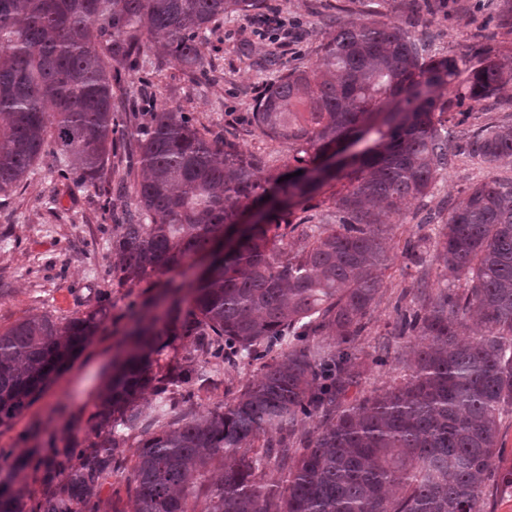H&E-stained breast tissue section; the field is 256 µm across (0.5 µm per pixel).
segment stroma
<instances>
[{
  "label": "stroma",
  "instance_id": "obj_1",
  "mask_svg": "<svg viewBox=\"0 0 512 512\" xmlns=\"http://www.w3.org/2000/svg\"><path fill=\"white\" fill-rule=\"evenodd\" d=\"M348 0H265L263 11L280 14L286 31H263L257 13L224 17L200 44L204 66L189 76L169 58L147 50L139 64L123 71L129 98L138 109L151 112L165 107L193 113L207 138H230L242 149L260 157V177L283 171L293 154L291 143L272 139L255 129L252 116L263 86L274 77L264 68L277 54L286 68L308 67L319 48L335 34L324 17L333 5ZM430 14L419 11L414 30L428 38L437 53L478 65L481 58L512 59V29L498 27L492 0H439ZM442 121L479 126L488 122L512 123V82L496 99L475 103L453 102L441 113ZM52 156H44L17 187L0 194V328L31 314L46 313L58 319L77 317L110 301L113 319L107 320L94 340L68 365L47 394L17 418L11 428H0V448H15L33 421L47 430L69 423L80 429L93 409L112 358L122 339L120 313L141 293L153 294L157 285L142 283L117 288L112 284V226L114 217L102 207L98 190L83 188L58 178ZM476 160L458 156L434 193L424 203L411 205L388 241L392 261L383 273L382 297L367 329L357 343L364 362L367 388L397 382V362L375 365L374 347L391 334L398 311L412 307L416 286L448 278L433 259L432 243L449 204L459 202L464 189L485 177ZM416 245L420 260L405 254L406 244ZM260 374L259 363L239 364L214 378L212 389L178 412H202L230 401L239 389Z\"/></svg>",
  "mask_w": 512,
  "mask_h": 512
}]
</instances>
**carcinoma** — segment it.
I'll list each match as a JSON object with an SVG mask.
<instances>
[{"label":"carcinoma","mask_w":512,"mask_h":512,"mask_svg":"<svg viewBox=\"0 0 512 512\" xmlns=\"http://www.w3.org/2000/svg\"><path fill=\"white\" fill-rule=\"evenodd\" d=\"M263 2L0 0V193L50 153L59 178L95 188L137 135L136 210L122 184L105 200L122 214L111 265L120 288L193 266L251 204L270 212L306 196L340 141L372 143L334 173L347 185L318 223L290 225L297 248L268 236L280 224H252L199 278L171 279L129 305L85 436L65 427L42 443L34 423L26 447L0 448V512H125L103 490L138 429L132 512H483L489 483L512 487V469L491 470L512 414V178L488 175L448 208L436 258L466 283L400 312L395 335L419 340L410 373L349 397L365 383L355 342L391 261L383 217L400 219L431 194L456 140L489 171L512 160V124L451 130L435 120L437 101L453 88L459 100L495 97L512 63L486 60L461 82L458 61L436 57L414 23L372 20L371 0H351L329 17L336 33L318 62L281 70L258 98L255 127L295 144L287 170L264 181L257 157L206 138L188 112L119 109L121 68L152 47L193 73L210 24ZM346 11L357 19L343 20ZM110 311L31 314L0 329V427L45 395ZM309 336H331L334 348ZM178 340L193 349L179 353ZM271 353L230 402L171 418L173 388H202Z\"/></svg>","instance_id":"carcinoma-1"}]
</instances>
